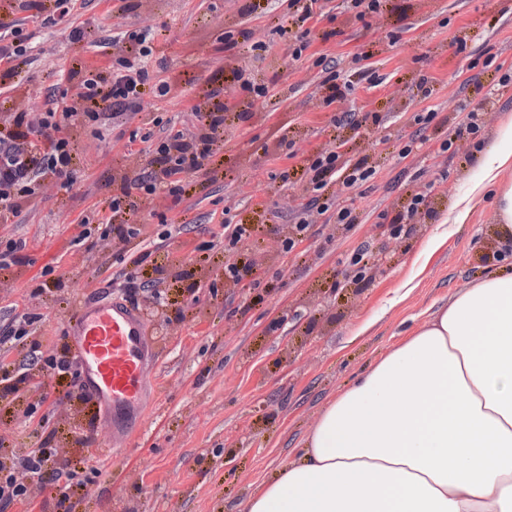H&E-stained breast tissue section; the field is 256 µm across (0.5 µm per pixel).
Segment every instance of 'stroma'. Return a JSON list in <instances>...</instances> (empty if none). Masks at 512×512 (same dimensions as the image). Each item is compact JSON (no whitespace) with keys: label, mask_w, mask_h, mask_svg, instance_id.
Returning <instances> with one entry per match:
<instances>
[{"label":"stroma","mask_w":512,"mask_h":512,"mask_svg":"<svg viewBox=\"0 0 512 512\" xmlns=\"http://www.w3.org/2000/svg\"><path fill=\"white\" fill-rule=\"evenodd\" d=\"M341 0H328L324 16L310 21L311 46L301 59H288L281 27H288V0H274L271 12L239 16L224 0H143L123 11L122 0H85L75 25L94 27L109 41L127 31L149 28L157 42L152 60L156 78L168 81L172 98H145L123 132L93 129L78 133L77 182L72 190L49 187L35 215L21 225H0L1 236L26 238L28 261L0 270V326L11 307L42 281L44 268L65 285L69 299L49 298L42 312L41 348L53 353L65 341L68 317L85 293L111 282L124 264L110 241L86 250L78 242L83 217L107 210L115 180L138 163L141 142L127 135L149 115L168 121L192 106H207V92L222 85L225 32L259 30L268 49L255 55L240 41L236 64L250 66L267 84L266 105L224 131L218 154L223 179L196 187L187 202L159 198L132 220L153 239L164 225L184 232L152 253L149 262L166 270L167 297L146 322L160 346L155 390L144 408L141 430L124 446L99 434L88 450L94 471L81 475L87 490L79 512H245L318 422L323 409L364 369L421 325L423 312L498 269L512 270V255L498 257V215L491 194L473 192L483 147L512 120V87L487 102L498 75L484 67L488 57L512 67V0H392L384 14L357 20ZM33 33L38 66L24 82L0 84V99L30 112H42L67 89L62 72L80 63L105 68L112 48L72 41L67 30L26 27ZM334 58L345 87L342 107L377 112L380 125L358 128L330 121L333 91L322 84L319 55ZM431 78L429 99L412 97L420 76ZM468 108L486 105V128L469 139V157L439 154L449 128L464 125ZM435 111L418 129L417 113ZM425 141L409 156L399 153L415 134ZM294 141L299 154L277 148ZM338 141L346 157H368L373 179L352 189L361 222L351 231L312 225L293 251H283L279 234L287 217L309 195L301 181L304 158L324 143ZM442 182L431 197L432 220L394 238L379 215L406 203L433 177ZM470 198L462 224L448 219L451 202ZM228 224L261 225L245 259L253 263V288H228L219 258L208 242L221 238ZM442 239L434 249L432 234ZM369 245L375 264L371 278L355 281L345 261ZM57 385L39 408V420L26 415L28 398L0 403V446L38 447L46 435L62 455L79 454L75 444L80 407Z\"/></svg>","instance_id":"obj_1"}]
</instances>
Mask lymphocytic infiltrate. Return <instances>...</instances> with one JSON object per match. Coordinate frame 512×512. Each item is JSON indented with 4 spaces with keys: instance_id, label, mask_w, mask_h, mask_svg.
Returning <instances> with one entry per match:
<instances>
[{
    "instance_id": "f902f5d3",
    "label": "lymphocytic infiltrate",
    "mask_w": 512,
    "mask_h": 512,
    "mask_svg": "<svg viewBox=\"0 0 512 512\" xmlns=\"http://www.w3.org/2000/svg\"><path fill=\"white\" fill-rule=\"evenodd\" d=\"M76 2L5 0L0 9L10 14L12 20L0 24V82L19 77L23 67L36 61L26 25L37 21L49 26L69 24ZM154 40L155 34L149 29L129 32L123 40L113 41L112 63L108 68L70 69L67 77L74 80L75 87L65 94L62 105L43 112H27L13 104H0L1 224L33 215L47 186L66 190L74 186L77 144L71 127L120 128L130 116L139 113L145 96H170L171 85L153 80L149 71ZM230 72V87L211 89L207 94L208 107L194 110L192 124L142 135L144 165L121 176L108 204L110 214L102 219L103 230H96L90 218L82 219L81 240L97 237L111 241L118 252L132 250L141 231L125 224L124 215L151 204L162 191L178 202L188 199L193 177L205 175L210 181H217L218 172L211 168L210 161L224 149L226 99L244 93L254 104L265 101L269 95L268 86L256 83L243 66H232ZM305 173L315 195L289 219L288 235L282 241L287 252L302 241L310 225L322 222L348 230L359 223L360 214L351 198L342 197L341 192L322 198L318 192L335 180L341 182L343 189L359 187L373 178L375 170L368 158H345L339 144L333 142L309 157ZM182 231V226L170 225L151 241L149 250L137 251L131 269L122 273L128 295L141 297L148 305L160 301L165 282L163 268L153 267L146 274L141 266L150 250L162 248L165 241ZM45 290L42 284L33 288L25 296L21 310L8 324L0 326V401L25 392L32 414L48 401L50 385L76 375L69 350L46 356L40 349L39 299ZM86 463L83 456L60 457L47 438L36 448H0V512H7L11 504L30 495L33 488L49 484L57 490L55 512H75L77 497L85 488L78 475ZM20 472L30 476V483L18 482L16 475Z\"/></svg>"
}]
</instances>
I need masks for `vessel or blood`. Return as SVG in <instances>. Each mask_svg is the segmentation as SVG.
<instances>
[{
	"label": "vessel or blood",
	"instance_id": "obj_1",
	"mask_svg": "<svg viewBox=\"0 0 512 512\" xmlns=\"http://www.w3.org/2000/svg\"><path fill=\"white\" fill-rule=\"evenodd\" d=\"M71 355L80 371L89 435L107 427L113 442L124 441L142 423L151 382L153 345L141 314L120 296L86 298L68 323Z\"/></svg>",
	"mask_w": 512,
	"mask_h": 512
}]
</instances>
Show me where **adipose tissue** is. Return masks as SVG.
I'll return each instance as SVG.
<instances>
[{
  "label": "adipose tissue",
  "instance_id": "1",
  "mask_svg": "<svg viewBox=\"0 0 512 512\" xmlns=\"http://www.w3.org/2000/svg\"><path fill=\"white\" fill-rule=\"evenodd\" d=\"M512 167V122L478 188ZM247 512H512V273H494L323 410Z\"/></svg>",
  "mask_w": 512,
  "mask_h": 512
}]
</instances>
